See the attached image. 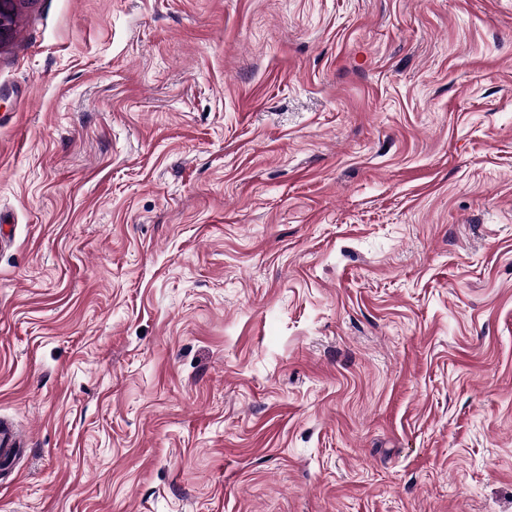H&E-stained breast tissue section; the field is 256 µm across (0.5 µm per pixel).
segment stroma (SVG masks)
Instances as JSON below:
<instances>
[{
	"label": "stroma",
	"instance_id": "35a3bbf8",
	"mask_svg": "<svg viewBox=\"0 0 512 512\" xmlns=\"http://www.w3.org/2000/svg\"><path fill=\"white\" fill-rule=\"evenodd\" d=\"M0 512H512V0H22ZM26 437L15 425L5 418H0V470L9 467L15 460L16 448L24 446Z\"/></svg>",
	"mask_w": 512,
	"mask_h": 512
}]
</instances>
